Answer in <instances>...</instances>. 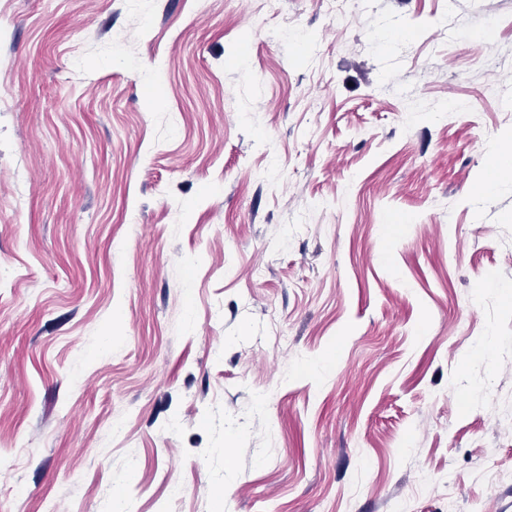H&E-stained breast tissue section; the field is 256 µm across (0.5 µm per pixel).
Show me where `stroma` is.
<instances>
[{
    "instance_id": "1",
    "label": "stroma",
    "mask_w": 512,
    "mask_h": 512,
    "mask_svg": "<svg viewBox=\"0 0 512 512\" xmlns=\"http://www.w3.org/2000/svg\"><path fill=\"white\" fill-rule=\"evenodd\" d=\"M350 10L0 0V512H512V0ZM512 168V149L497 148L495 151L489 153L488 163L485 169L484 179L482 180L479 191L485 187H489L495 183L501 176V173L507 169Z\"/></svg>"
}]
</instances>
